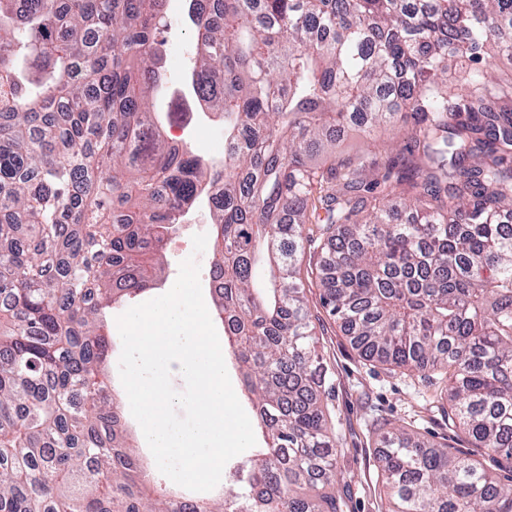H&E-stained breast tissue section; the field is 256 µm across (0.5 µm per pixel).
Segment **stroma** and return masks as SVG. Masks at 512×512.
<instances>
[{
  "instance_id": "35a3bbf8",
  "label": "stroma",
  "mask_w": 512,
  "mask_h": 512,
  "mask_svg": "<svg viewBox=\"0 0 512 512\" xmlns=\"http://www.w3.org/2000/svg\"><path fill=\"white\" fill-rule=\"evenodd\" d=\"M165 37L169 88L151 97V109L157 114L162 136L171 146L221 161V154L214 150L224 137L220 122L184 95L190 66L188 51L193 41L185 19L184 0H170ZM406 138L405 131L397 128L383 139L367 141L352 129L341 137L337 155L345 158L367 153L374 162L365 173L371 179L378 174L377 163L386 159V148L402 147ZM211 231L208 205L198 202L166 243L159 258L162 278L151 290V297L165 293L176 280L180 263L192 254L200 265L201 285H208L213 250L208 247L202 254H194L192 237ZM307 298L317 328L318 349L334 380L326 403L338 437L335 490L342 512H387L388 490L378 462V439L395 426L412 430L429 443L447 446L452 453L474 459L485 469L497 470V462L483 449L474 447L462 427L449 423L444 415L440 399L442 380L427 386L406 370L364 360L321 306L318 288H308Z\"/></svg>"
}]
</instances>
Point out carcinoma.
I'll return each instance as SVG.
<instances>
[{"label":"carcinoma","mask_w":512,"mask_h":512,"mask_svg":"<svg viewBox=\"0 0 512 512\" xmlns=\"http://www.w3.org/2000/svg\"><path fill=\"white\" fill-rule=\"evenodd\" d=\"M167 0H0V512H341L307 279L360 355L447 380L448 421L512 472V0H187L218 164L162 138ZM468 78L448 84V61ZM411 126L381 176L324 168L347 128ZM200 199L214 315L265 447L214 498L147 478L104 366ZM268 269L254 287L255 269ZM389 512H512V482L404 429Z\"/></svg>","instance_id":"carcinoma-1"}]
</instances>
